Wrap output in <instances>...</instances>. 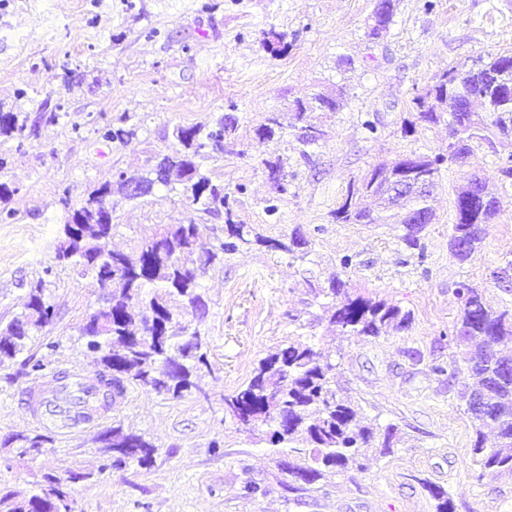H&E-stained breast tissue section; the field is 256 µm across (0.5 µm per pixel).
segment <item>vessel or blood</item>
<instances>
[{"instance_id":"vessel-or-blood-1","label":"vessel or blood","mask_w":512,"mask_h":512,"mask_svg":"<svg viewBox=\"0 0 512 512\" xmlns=\"http://www.w3.org/2000/svg\"><path fill=\"white\" fill-rule=\"evenodd\" d=\"M87 385L78 375H71L64 382H57L40 408L33 410L36 422L52 426L62 439L74 438L95 418L87 409Z\"/></svg>"}]
</instances>
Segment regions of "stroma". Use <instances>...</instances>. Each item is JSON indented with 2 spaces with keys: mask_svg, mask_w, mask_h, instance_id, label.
<instances>
[{
  "mask_svg": "<svg viewBox=\"0 0 512 512\" xmlns=\"http://www.w3.org/2000/svg\"><path fill=\"white\" fill-rule=\"evenodd\" d=\"M210 9H203V2ZM373 0H0V111L26 130L0 139V181L14 190L0 210V319L20 313L42 282L51 322L34 333L31 354L44 378L76 370L96 382L98 366L82 328L99 303L96 280L58 262L55 247L70 207L119 173H142L168 152L175 125L238 119L243 154H214L203 168L234 193V219L263 236L309 242L306 262L284 251L241 248L199 280L207 302L192 318L207 342L206 397L171 399L140 386L83 434L60 440L23 409L33 382L21 360L0 365V496L26 495L44 476L81 472L69 492L76 512H437L432 488L455 512H512V476L479 470L476 439L460 398L452 341L455 292L469 284L493 309H512V149L475 152L469 167L441 168L436 218L415 247L399 224H339L333 212L350 180L402 155H444L446 126L416 123L411 100L452 65L512 52V0H397L390 29L369 40ZM283 33L281 56L263 44ZM344 87L337 112L320 113L325 143L308 149L287 130L266 142L254 130L268 113L289 118L295 100ZM374 122L369 133L366 122ZM124 129L123 140L104 138ZM279 156L287 194L275 193L263 164ZM479 172L500 211L480 251L466 262L448 248L457 187ZM108 246L131 251L156 224H201L204 247L224 237L223 214H205L180 191L155 186L128 201L113 195ZM340 276L357 291L411 314L407 330L371 338L328 323L300 328L308 282ZM329 351L336 385L363 416L395 424L391 454L368 451L362 469L313 485L291 484L280 457L240 431L224 396L249 379L260 358L286 339ZM444 373L437 374L433 365ZM120 427L156 448L154 462L103 469L96 437ZM43 435L37 456L13 438ZM260 486L250 495L246 484Z\"/></svg>",
  "mask_w": 512,
  "mask_h": 512,
  "instance_id": "35a3bbf8",
  "label": "stroma"
}]
</instances>
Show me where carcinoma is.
I'll use <instances>...</instances> for the list:
<instances>
[{
  "instance_id": "obj_1",
  "label": "carcinoma",
  "mask_w": 512,
  "mask_h": 512,
  "mask_svg": "<svg viewBox=\"0 0 512 512\" xmlns=\"http://www.w3.org/2000/svg\"><path fill=\"white\" fill-rule=\"evenodd\" d=\"M394 14L393 0H376L370 16L368 36L375 39L387 31ZM263 44L275 54L288 49L284 35L274 29L265 33ZM466 66H452L433 85L416 94L411 103L418 119L438 124L448 114V157L417 156L418 175L437 180L445 161L465 164L483 147L496 149L501 138H512V55H490ZM491 96L484 114L471 108V99ZM343 90L314 93L307 101H296V121L302 123L298 140L306 146L325 141L322 125L309 119L307 111L336 112ZM237 118L220 117L214 127L176 125L172 130L175 147L161 154L155 164L138 179L153 187L177 185L185 199L205 214L224 212V240L217 248L196 255L202 233L200 224H164L142 238L130 253L112 251L106 241L112 237V218L102 209L103 199L112 198V185L105 183L91 191L80 206L69 211L56 258L81 268L99 280L104 273L121 288L112 292V312L100 310L102 332L88 328L90 337L112 353V372L98 374V389L111 398L124 394L127 386L137 384L173 399L199 394L203 390V372L209 368L207 343L198 329L178 317L189 312L202 314L206 302L200 292L199 277L209 267L224 263V256L243 246H260L271 251H286L303 260L309 243L293 235L288 242L262 236L248 224L233 221L231 193L213 182L203 170V161L215 151L244 154L241 143L231 137ZM24 131L15 112H0V137ZM282 134L276 113L255 129L262 140ZM404 158L380 163L358 180L359 196L346 194L333 213L339 224H401L402 236L409 246L416 245L417 233L424 225L410 224L406 212L423 209L425 200L407 195L402 204L385 195L386 187L403 174ZM400 209H395V206ZM455 221L448 230L452 256L464 262L484 239V226L498 215L496 198L479 181H466L458 187L454 200ZM152 286L147 292L145 288ZM313 298L324 296L320 305L326 320L350 333L378 337L392 327H408L409 313L385 300H373L350 288L339 276L323 289L307 281ZM460 316L453 341L460 349L465 381L460 397L473 396L479 408L466 407L476 431L474 462L481 469H493L512 475V310H495L484 302L478 289L463 284L456 291ZM158 321L155 334L147 336L142 325L147 313ZM53 318L41 285L30 288L24 311L8 321L0 320V363L16 359L27 351L29 331L39 329ZM334 365L315 345L300 340L283 343L261 359L249 381L240 389L224 395V411L235 420L239 430L277 454L288 455L283 466L299 482L312 485L331 474L347 471L357 464L367 448H380L389 454L396 439L395 427L385 430L361 418L348 398L339 395L333 376ZM492 424L497 441L485 444L481 427ZM112 441L100 447L103 456L114 465L152 461L154 446L143 436L119 427L108 431ZM83 478L68 472V478L48 476L37 491L22 497L0 498V512H74V502L65 490L67 479Z\"/></svg>"
}]
</instances>
